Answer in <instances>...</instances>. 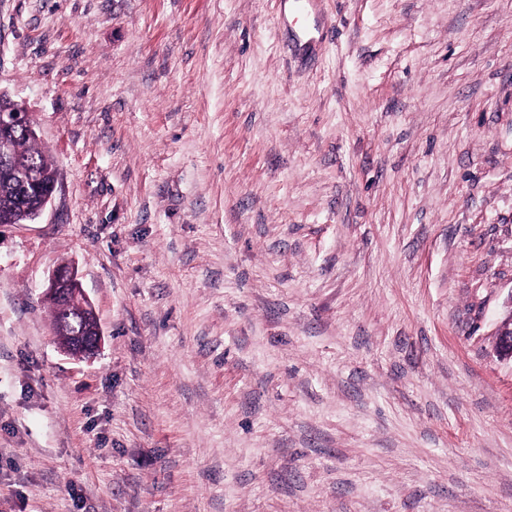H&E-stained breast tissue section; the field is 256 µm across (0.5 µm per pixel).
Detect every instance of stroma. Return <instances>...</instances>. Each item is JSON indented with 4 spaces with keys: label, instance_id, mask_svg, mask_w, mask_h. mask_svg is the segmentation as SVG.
Instances as JSON below:
<instances>
[{
    "label": "stroma",
    "instance_id": "obj_1",
    "mask_svg": "<svg viewBox=\"0 0 512 512\" xmlns=\"http://www.w3.org/2000/svg\"><path fill=\"white\" fill-rule=\"evenodd\" d=\"M286 10L0 0L60 174L0 226V512H512V0ZM81 286L77 270L70 266H58L49 277L46 295L53 298L66 313L54 327L55 342L75 357L94 355L101 344V327ZM75 306V314L70 307ZM495 348L503 360L512 361V295L509 300V311L495 331Z\"/></svg>",
    "mask_w": 512,
    "mask_h": 512
}]
</instances>
